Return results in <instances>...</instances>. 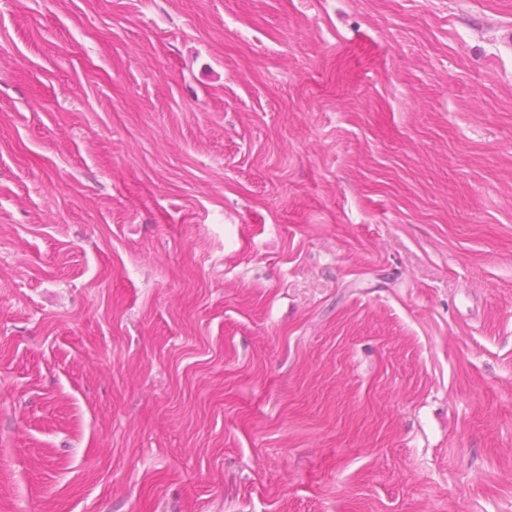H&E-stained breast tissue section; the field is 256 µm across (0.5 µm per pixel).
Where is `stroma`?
I'll list each match as a JSON object with an SVG mask.
<instances>
[{
    "label": "stroma",
    "instance_id": "stroma-1",
    "mask_svg": "<svg viewBox=\"0 0 512 512\" xmlns=\"http://www.w3.org/2000/svg\"><path fill=\"white\" fill-rule=\"evenodd\" d=\"M512 0H0V512H512Z\"/></svg>",
    "mask_w": 512,
    "mask_h": 512
}]
</instances>
